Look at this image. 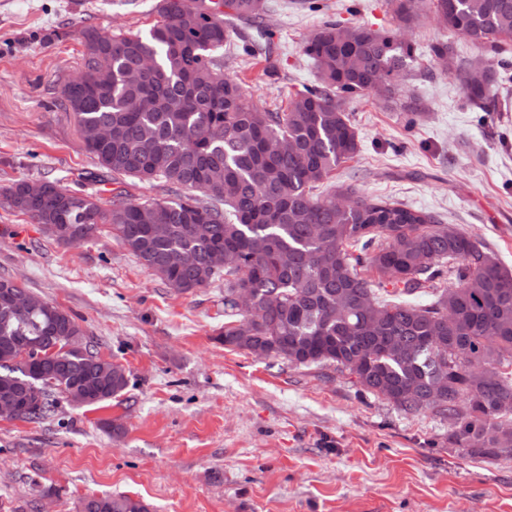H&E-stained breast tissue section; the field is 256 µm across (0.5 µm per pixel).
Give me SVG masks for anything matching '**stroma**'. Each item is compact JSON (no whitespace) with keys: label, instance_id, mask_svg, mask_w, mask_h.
Here are the masks:
<instances>
[{"label":"stroma","instance_id":"1","mask_svg":"<svg viewBox=\"0 0 512 512\" xmlns=\"http://www.w3.org/2000/svg\"><path fill=\"white\" fill-rule=\"evenodd\" d=\"M157 0H0V277L75 318L128 375L108 406L58 397L40 422L0 418V512H76L86 496L129 495L151 512H512V460L462 456L448 422L364 393L335 365H291L225 347L224 283L176 293L112 236L62 243L10 207L17 181H57L109 204L95 158L62 107L82 67L80 32L148 31ZM276 71L225 56L257 105H286L314 79L305 37L329 19L393 28L388 0H270ZM418 59L395 102L349 101L361 150L336 184L436 215L512 269V83L498 107L468 105L428 44L449 37L422 11ZM423 106L408 123L403 103Z\"/></svg>","mask_w":512,"mask_h":512}]
</instances>
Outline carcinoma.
Listing matches in <instances>:
<instances>
[{"mask_svg":"<svg viewBox=\"0 0 512 512\" xmlns=\"http://www.w3.org/2000/svg\"><path fill=\"white\" fill-rule=\"evenodd\" d=\"M440 25L480 54L461 60L454 43L429 46L430 64L453 74L466 101L491 112L512 78V0H430ZM399 29L419 18L420 0H389ZM144 34L82 30L81 71L65 86L64 109L79 128L111 131L87 147L117 188L109 207L58 181L34 201L25 181L5 191L11 207L47 226L56 240H88L107 224L113 236L178 293L224 278L225 346L291 365L334 364L362 390L411 414L451 421L448 447L470 457L512 460V270L464 231L430 212L356 196L349 187L324 192L359 152L347 103L370 94L391 101L397 77L416 48L388 31L324 22L303 42L315 81L284 110L255 104L240 83L220 74L233 20L252 22L257 38L246 55L270 63L268 0H158ZM126 178L158 181L170 199L140 200ZM165 231L152 234L150 225ZM392 289H387V286ZM32 303L12 315L0 305V399L11 394L16 419L39 421L54 393L77 388L83 406L100 407L128 386L126 370L90 344L51 353V338L83 336L60 307L11 280ZM247 291L252 306L238 308ZM424 293L425 304L410 297ZM24 345L44 357L18 359ZM473 367L492 376L476 383ZM79 512H149L128 495L81 499Z\"/></svg>","mask_w":512,"mask_h":512,"instance_id":"carcinoma-1","label":"carcinoma"}]
</instances>
